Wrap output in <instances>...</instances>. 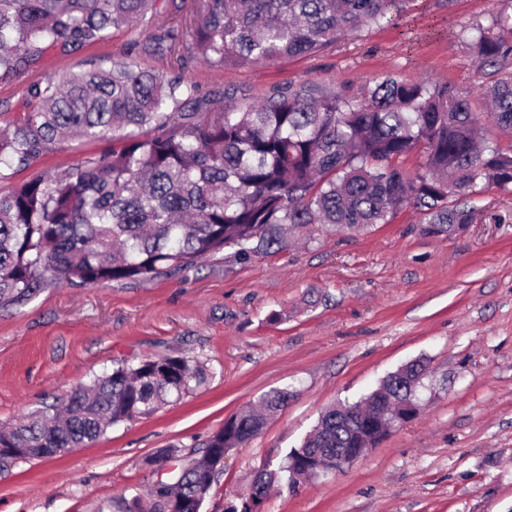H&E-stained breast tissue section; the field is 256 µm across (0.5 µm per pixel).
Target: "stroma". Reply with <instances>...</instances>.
Instances as JSON below:
<instances>
[{
  "label": "stroma",
  "instance_id": "35a3bbf8",
  "mask_svg": "<svg viewBox=\"0 0 512 512\" xmlns=\"http://www.w3.org/2000/svg\"><path fill=\"white\" fill-rule=\"evenodd\" d=\"M505 7L414 0L395 25L314 55L228 69L192 60L182 75L201 94L241 88L254 102L305 82L356 96L386 75L475 92L485 77L468 29ZM173 21L152 14L108 41L51 51L22 75L0 76V111H30L29 85L48 76L118 60L172 75L173 57L145 46ZM111 148L108 139L60 142L0 181V194ZM472 202L482 221L448 235L429 232L406 207L360 233L313 224L287 248L244 261L227 248L175 276L50 287L0 310V427L60 404L119 362L182 356L203 376L85 447L0 464V512H117L154 481V456L170 449L185 464L200 458L226 419L288 391L262 430L225 455L201 510L224 512L225 499L247 495L327 408L358 401L418 359L429 370L416 418L343 471L279 487L259 512H512V194L487 183Z\"/></svg>",
  "mask_w": 512,
  "mask_h": 512
}]
</instances>
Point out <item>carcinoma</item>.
<instances>
[{
    "label": "carcinoma",
    "instance_id": "1",
    "mask_svg": "<svg viewBox=\"0 0 512 512\" xmlns=\"http://www.w3.org/2000/svg\"><path fill=\"white\" fill-rule=\"evenodd\" d=\"M160 0H0V72L19 76L51 49L69 51L143 21ZM412 0H201L197 17L155 33L152 52L185 43L191 57L219 67L271 63L318 53L364 27L391 25ZM478 70L512 62V12L473 27ZM35 102L0 133V181L71 134L112 139V151L24 182L0 194V308L23 306L52 286L81 287L179 274L225 248L241 260L288 247V234L311 224L364 231L411 206L429 231L450 234L480 210L448 201L493 183L512 193V150L479 146L477 114L512 130V77L482 96L449 85L393 76L367 85L362 101L315 83L276 88L247 103L224 92L213 106L177 74L135 62L71 72L28 87ZM421 171L403 168L413 154ZM359 404L325 411L303 443L256 477L250 494L224 512H257L282 484L327 474L336 449L364 453L387 435L383 407L405 406L409 380L427 365L404 366ZM183 357L122 363L74 389L65 407L29 415L0 447L58 448L65 454L116 424L148 415L200 384ZM264 419L235 415L194 466L175 468L147 489L150 512H197L210 497L211 468L252 439ZM322 469L306 471L309 450Z\"/></svg>",
    "mask_w": 512,
    "mask_h": 512
}]
</instances>
